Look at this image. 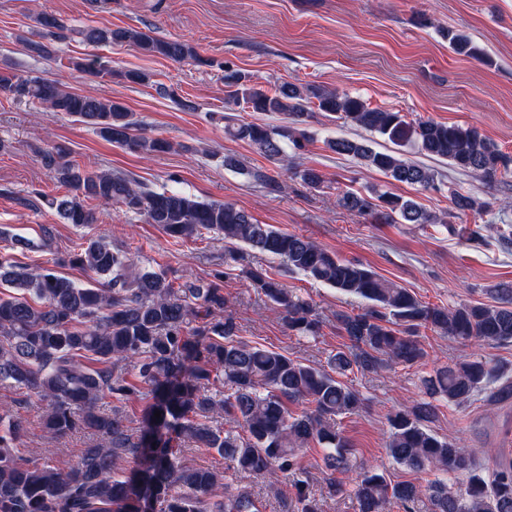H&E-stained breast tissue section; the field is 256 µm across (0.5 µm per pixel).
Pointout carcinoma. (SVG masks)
Listing matches in <instances>:
<instances>
[{"instance_id": "obj_1", "label": "carcinoma", "mask_w": 512, "mask_h": 512, "mask_svg": "<svg viewBox=\"0 0 512 512\" xmlns=\"http://www.w3.org/2000/svg\"><path fill=\"white\" fill-rule=\"evenodd\" d=\"M37 24L50 41L27 39V51L51 58L56 54L52 41L63 38L67 26L49 12L39 14ZM82 35L93 44L127 43L145 55L176 63L198 59L189 44L160 39L150 30L91 26ZM444 37L455 54L487 60L484 49L469 36L447 29ZM72 66L103 80L118 76L140 85L151 80L143 70H115L111 61L98 56ZM224 85L229 88L227 103L285 120L271 126L224 115V133L294 170L312 189L321 186L322 176L311 167L294 168L286 147L297 153L310 142L302 125L313 106L393 144L392 149L378 150L345 137L326 140L332 152L353 157L392 181L425 191L439 189L434 170L405 155L408 145L487 180L512 173V156L472 126L409 121L400 111L370 108L357 95L326 87L286 82L268 91L237 71L224 75ZM0 97L37 102L91 126L104 140L123 148L145 153L172 149L165 138L142 135L141 123L122 103L71 91L50 78L0 71ZM37 154L67 189L61 197L45 199L66 223H94V213L86 206L92 199L122 204L126 212L159 225L177 242L217 234L228 245L225 264L242 266L290 332L316 336L320 320L305 298L244 265L246 252L266 254L289 272L357 296L366 306L356 314L336 313V328L348 344L329 355L324 369L238 339L237 323L224 315L227 299L218 283L222 274L210 281L178 282L162 269L136 271L132 254L98 238L69 260H55L87 273L88 280L78 283L50 269L30 272L18 267L7 248H0V282L12 288L0 295V385L46 403L49 434L88 430L101 440L77 462L59 468L21 456L17 445L22 422L0 429V512H259L253 494L226 482L222 471L184 464L169 448L170 432L199 448L216 450L239 472L282 480L289 512H320L303 456L315 445L323 450L328 494L352 493L358 512H390L395 505L415 512L424 499L431 512H512V461L485 467L470 449L439 437L429 426L438 400L462 406L482 393L493 400L512 391L500 368L476 354L422 378L424 398L388 417L390 457L415 472L437 473L434 481L393 485L368 467L356 474L349 490L346 481L336 477L354 468L352 445L337 419L362 405L359 392L339 376L353 369L375 372L388 362L410 367L423 361L427 353L417 336L422 328L461 343H511L512 286L492 289L496 305H431L308 237L259 223L232 203L153 190L125 173L88 171L68 160V152L58 145L39 148ZM241 173L265 187L277 185L275 177L260 168ZM450 202L460 211L485 207L458 192L451 194ZM338 204L386 223L396 218L403 224L446 223L414 199L376 188L346 190ZM105 398L140 404L139 436H133L123 407L100 408ZM158 411L161 417L156 418ZM217 416L231 427L213 425ZM121 451L133 458L127 471L117 467Z\"/></svg>"}]
</instances>
